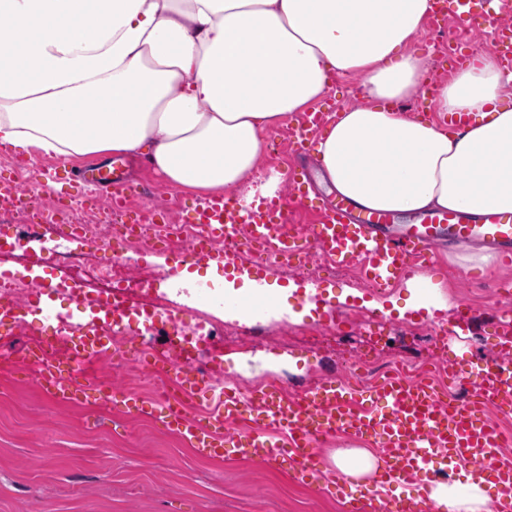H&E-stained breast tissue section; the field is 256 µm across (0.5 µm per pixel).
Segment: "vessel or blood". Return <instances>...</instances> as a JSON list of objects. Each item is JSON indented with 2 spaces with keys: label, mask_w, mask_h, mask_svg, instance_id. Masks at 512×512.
Returning a JSON list of instances; mask_svg holds the SVG:
<instances>
[{
  "label": "vessel or blood",
  "mask_w": 512,
  "mask_h": 512,
  "mask_svg": "<svg viewBox=\"0 0 512 512\" xmlns=\"http://www.w3.org/2000/svg\"><path fill=\"white\" fill-rule=\"evenodd\" d=\"M324 120L322 111L305 116L296 131L299 150ZM93 173L118 212H126L138 189L116 173ZM308 190L294 181L289 198L274 199L266 208H241L234 194L206 200L194 208L189 221L202 226L192 238L187 257L203 255L215 239L235 237L248 226L250 242L283 260L299 258L304 247L319 251L338 267L358 265L366 280L379 288L393 287L414 268L433 266L439 252L458 243L493 248L499 260L512 262V214H471L433 210L421 214L419 223L394 224L385 212L353 215L344 203L317 210L313 223L296 225L292 215L307 207ZM275 298L258 299L250 293L225 297V307L245 315L263 314ZM446 359H453V328L423 317ZM70 340L68 363L44 359L43 344L25 350V362H40L38 386L55 403L92 409L98 405L102 383L86 380L80 365L89 358H109L110 352L97 325L77 322ZM159 375L174 377L180 397L161 395L147 403L135 393L122 394L126 415L150 414L185 440L198 455L221 461L227 457L255 460L308 482L322 477L336 494L349 497L351 512H431V486L449 472L469 469L490 483L505 512H512V455L504 449L497 427L485 419V406L512 414V365L471 364L459 377L471 392L469 403L443 401L435 388L423 381L387 378L369 387H356L341 379L322 382L291 395L271 383L248 394L231 386L215 387L206 365L199 359L159 368ZM344 435L375 442L380 450V472L372 486L352 489L343 473L320 474L315 447L327 438ZM445 466H438V459Z\"/></svg>",
  "instance_id": "vessel-or-blood-1"
}]
</instances>
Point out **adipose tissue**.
<instances>
[{
	"instance_id": "obj_1",
	"label": "adipose tissue",
	"mask_w": 512,
	"mask_h": 512,
	"mask_svg": "<svg viewBox=\"0 0 512 512\" xmlns=\"http://www.w3.org/2000/svg\"><path fill=\"white\" fill-rule=\"evenodd\" d=\"M434 0H0V144L29 156L140 155L172 186L274 197L265 134L331 75L367 104L318 139L317 185L356 209L512 213V72L473 50L410 112L431 61L413 47ZM440 512H493L481 482L439 484Z\"/></svg>"
}]
</instances>
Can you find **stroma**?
<instances>
[{"label":"stroma","instance_id":"1","mask_svg":"<svg viewBox=\"0 0 512 512\" xmlns=\"http://www.w3.org/2000/svg\"><path fill=\"white\" fill-rule=\"evenodd\" d=\"M475 2L485 23L452 17L442 30L426 27L416 38L415 49L433 51L425 82L451 75L452 63L442 59L449 38L459 33L468 47L487 50L498 24L512 23V0ZM81 164L78 158H32L0 145V191L45 176L54 192L80 198L90 192L77 177ZM314 169L313 155H297L288 141L279 150L266 151L256 174L264 179L280 174L277 193L284 196L291 176L313 184ZM131 177L153 191L169 224L203 200L197 192L163 182L143 158L134 159ZM51 246V241L35 239L21 248L0 247V271L59 287L65 276L48 261ZM138 262L167 270V277L139 287L138 293L177 311L186 328L220 323L252 329L259 338L283 331L292 335L290 347L279 351L263 345L230 351L221 340L201 337L198 350L211 359L213 368L244 386L273 380L288 390L302 389L337 366L332 348L357 350L367 339L362 325L328 345L320 326L328 303L349 316L358 313L368 318L379 313L387 317L386 336L376 346L382 360L422 357L430 348V333L418 330L408 289L376 290L352 271L286 279L272 266L227 265L208 258L191 261L182 251L170 248L142 251ZM425 274L441 284L437 308L444 323L454 324L459 299H466L475 312L471 324L459 331L455 352L462 364L496 363L497 327L488 312L499 303L497 283L512 281V265L497 262L482 270H467L446 263L426 268ZM228 282L239 292L260 287L277 295L278 311L259 318L225 313ZM127 349V360L85 363L81 371L111 380L119 388H133L144 401H152L156 383L145 374L143 347L134 340ZM96 418L92 410L53 404L31 376L0 375V512H349L348 501L320 483L293 484L285 473L258 462L228 458L218 464L202 458L153 418L116 417L103 425Z\"/></svg>","mask_w":512,"mask_h":512}]
</instances>
